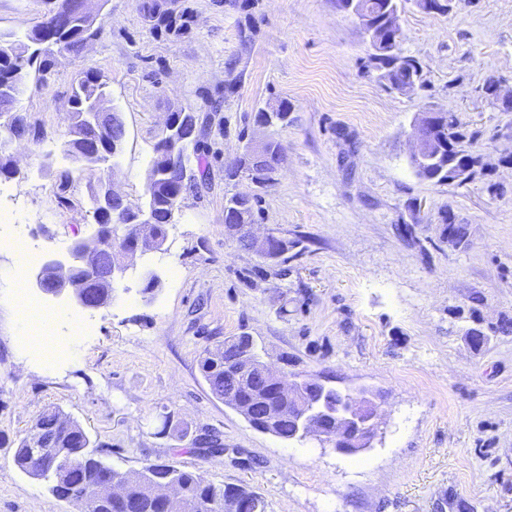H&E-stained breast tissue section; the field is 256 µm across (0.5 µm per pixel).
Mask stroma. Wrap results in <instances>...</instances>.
I'll list each match as a JSON object with an SVG mask.
<instances>
[{
	"instance_id": "obj_1",
	"label": "stroma",
	"mask_w": 512,
	"mask_h": 512,
	"mask_svg": "<svg viewBox=\"0 0 512 512\" xmlns=\"http://www.w3.org/2000/svg\"><path fill=\"white\" fill-rule=\"evenodd\" d=\"M188 27L151 31L138 0H103L109 24L80 55L32 74L20 111L39 140L0 154V512H85L14 463V442L57 407L122 471L172 463L217 485L245 486L266 512H512V0H452L444 13L404 0L401 49L423 67L412 91L390 88L359 20L337 0H181ZM42 0H0V31L24 36ZM93 69L126 137L109 181L128 204L145 186L167 112H196L209 152L190 164L198 193L162 251L137 254L112 301L85 309L46 296L87 330L75 355L47 367L22 348L23 291L12 285L18 230L64 252L96 224L97 178L64 152L72 84ZM287 103V124L258 128ZM450 112L473 133L483 169L459 183L418 178L413 122ZM284 146L258 192L255 229L294 241L285 266L240 250L226 195L249 190L228 168L249 142ZM69 173L67 190L58 187ZM463 237L448 238L449 225ZM160 277L143 291V270ZM483 330L473 346L466 333ZM253 337L275 368L380 397L371 445L340 454L315 438L254 429L212 396L199 360ZM188 435L177 438V430ZM215 435L210 455L194 438Z\"/></svg>"
}]
</instances>
